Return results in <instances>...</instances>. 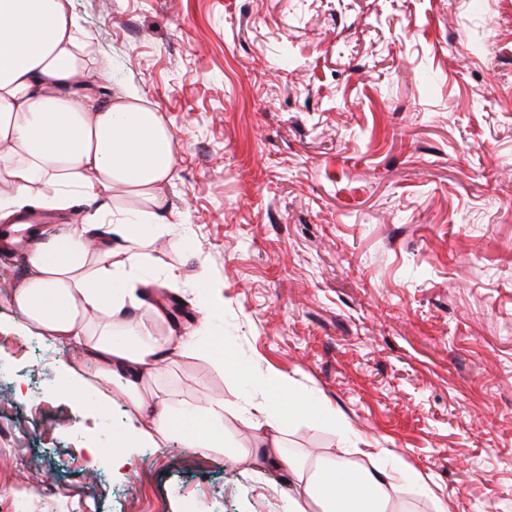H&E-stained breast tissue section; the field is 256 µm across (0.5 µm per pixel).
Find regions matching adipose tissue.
Wrapping results in <instances>:
<instances>
[{"label": "adipose tissue", "mask_w": 512, "mask_h": 512, "mask_svg": "<svg viewBox=\"0 0 512 512\" xmlns=\"http://www.w3.org/2000/svg\"><path fill=\"white\" fill-rule=\"evenodd\" d=\"M92 45L68 0H0V220L23 210L64 211L84 195L100 201L29 251L12 302L53 343L83 350L96 378L119 387L135 412L146 414V428L116 435L113 462L126 463L125 445L158 437L179 448L259 457L286 468L293 512H400L398 484L417 487L422 478L396 453L370 467L336 456L307 462L283 454L279 434L297 414L312 409L338 422L335 410L312 406L309 395L283 377L268 381L270 403L254 406L250 448H228L223 398L175 413L161 405L160 395L146 394L164 360L198 351L217 300L206 298L202 319L177 336L159 339L139 325L140 247L170 222L163 187L173 178L174 138L157 112L139 105L137 91L116 99L98 94ZM123 196L144 205L114 207ZM93 313L101 316L94 334L86 321ZM338 424L349 432L347 423Z\"/></svg>", "instance_id": "1"}]
</instances>
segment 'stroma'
<instances>
[{"label":"stroma","instance_id":"obj_1","mask_svg":"<svg viewBox=\"0 0 512 512\" xmlns=\"http://www.w3.org/2000/svg\"><path fill=\"white\" fill-rule=\"evenodd\" d=\"M70 4L102 93L137 88L174 136L180 221L143 251V320L195 323L208 268L211 339L252 370L177 354L150 389L224 397L242 448L281 375L350 425L299 416L285 452L388 448L428 485L401 487V512H512V0ZM25 254L0 246V512H292L287 471L252 459L92 454L139 418L113 385L98 426L52 392L9 298ZM175 299L185 316L154 314Z\"/></svg>","mask_w":512,"mask_h":512}]
</instances>
